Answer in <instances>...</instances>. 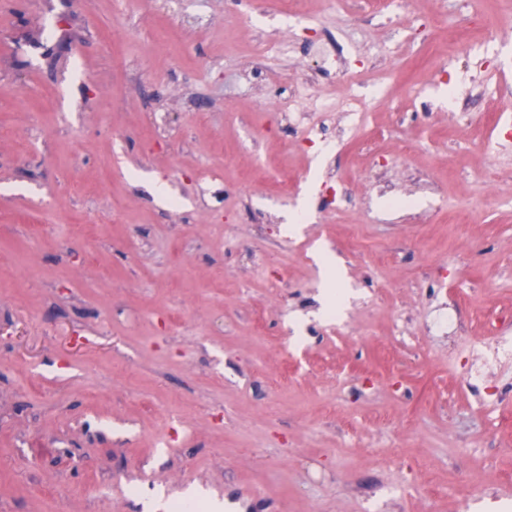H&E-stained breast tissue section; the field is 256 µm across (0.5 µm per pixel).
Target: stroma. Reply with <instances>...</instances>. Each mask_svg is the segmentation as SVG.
Here are the masks:
<instances>
[{
	"instance_id": "stroma-1",
	"label": "stroma",
	"mask_w": 512,
	"mask_h": 512,
	"mask_svg": "<svg viewBox=\"0 0 512 512\" xmlns=\"http://www.w3.org/2000/svg\"><path fill=\"white\" fill-rule=\"evenodd\" d=\"M474 9L512 20L0 0V512H512V27Z\"/></svg>"
}]
</instances>
